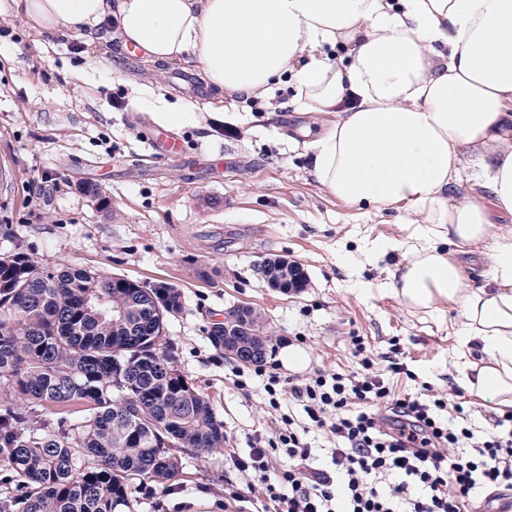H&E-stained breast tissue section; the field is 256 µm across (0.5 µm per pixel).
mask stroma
<instances>
[{"mask_svg":"<svg viewBox=\"0 0 512 512\" xmlns=\"http://www.w3.org/2000/svg\"><path fill=\"white\" fill-rule=\"evenodd\" d=\"M201 81L191 65L156 67L138 51L124 58L117 41L36 32L0 0V165L12 172L0 186V225L13 230L0 235V253L20 247L46 268L78 265L179 288L184 307L169 320V352L228 437L224 453L183 458L171 486H134L136 512L265 510L228 456L246 453L250 435L272 426L262 384L239 390L233 362L207 335L230 305L252 306L267 320L268 363L298 344L307 369L356 372L361 360L349 339L360 336L382 374L399 343L409 372L388 374L396 395L454 384L458 310L414 315L380 290L400 253L370 250L409 242L411 225L399 211L337 200L311 173L309 134L325 129L327 117L299 109L287 80L273 94L272 116L219 101L212 88L193 96ZM160 97L207 115L177 131L182 153L165 160L149 148ZM84 184L100 196L81 192ZM274 256L304 269L302 291L268 288L260 264ZM229 482L239 499L228 495Z\"/></svg>","mask_w":512,"mask_h":512,"instance_id":"obj_1","label":"stroma"}]
</instances>
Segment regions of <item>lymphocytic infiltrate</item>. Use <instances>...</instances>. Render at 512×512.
Wrapping results in <instances>:
<instances>
[{
	"mask_svg": "<svg viewBox=\"0 0 512 512\" xmlns=\"http://www.w3.org/2000/svg\"><path fill=\"white\" fill-rule=\"evenodd\" d=\"M233 374L241 389L261 380L278 414L272 432L232 459L268 512H468L478 495L492 512L496 491L512 490V412L501 418L505 430L475 436L460 422L468 402L458 388L399 398L368 360L349 374L285 378L273 365ZM288 400L306 424L284 411ZM312 432L334 443L328 466L316 462Z\"/></svg>",
	"mask_w": 512,
	"mask_h": 512,
	"instance_id": "1",
	"label": "lymphocytic infiltrate"
}]
</instances>
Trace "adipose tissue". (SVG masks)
I'll use <instances>...</instances> for the list:
<instances>
[{"instance_id":"obj_1","label":"adipose tissue","mask_w":512,"mask_h":512,"mask_svg":"<svg viewBox=\"0 0 512 512\" xmlns=\"http://www.w3.org/2000/svg\"><path fill=\"white\" fill-rule=\"evenodd\" d=\"M12 3L51 34L113 20L108 39L193 64L230 98L269 103L289 78L300 109L331 118L309 145L319 185L415 227L386 291L409 311L458 308V386L512 406V0ZM456 249L485 256L482 285Z\"/></svg>"}]
</instances>
